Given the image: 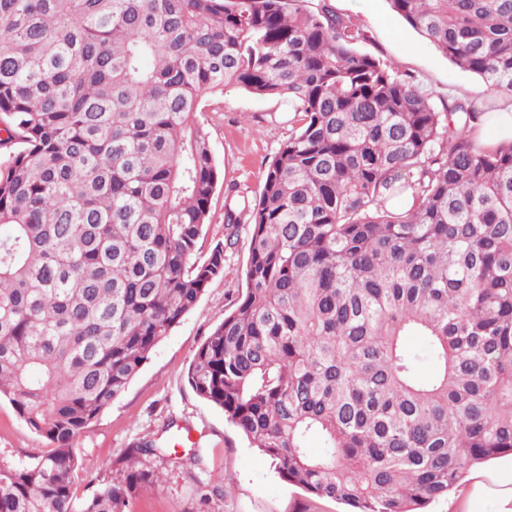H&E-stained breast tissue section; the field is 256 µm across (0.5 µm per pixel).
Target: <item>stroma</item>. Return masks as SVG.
Here are the masks:
<instances>
[{"label": "stroma", "mask_w": 512, "mask_h": 512, "mask_svg": "<svg viewBox=\"0 0 512 512\" xmlns=\"http://www.w3.org/2000/svg\"><path fill=\"white\" fill-rule=\"evenodd\" d=\"M338 13L356 17L371 32L364 52L394 68L410 72L435 97L479 96L483 82L441 55L394 13L387 0H331ZM287 103L260 98L228 87L199 119L206 127L225 182L255 198L269 162L288 138L292 125ZM250 237L240 232L228 250L224 275L214 280L196 306L152 352L128 389L77 439L81 467L74 489L84 498L101 484L123 479L131 446L143 439L165 441L166 427H189L191 444L202 448L201 467L149 464L151 480L132 495L129 512H343L329 498H320L285 482L270 460L251 448L221 410L200 399L187 383L193 355L219 324L244 288ZM44 441L19 417L9 401L0 402V462L14 463L38 452Z\"/></svg>", "instance_id": "obj_1"}]
</instances>
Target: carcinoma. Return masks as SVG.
Returning a JSON list of instances; mask_svg holds the SVG:
<instances>
[{
	"label": "carcinoma",
	"mask_w": 512,
	"mask_h": 512,
	"mask_svg": "<svg viewBox=\"0 0 512 512\" xmlns=\"http://www.w3.org/2000/svg\"><path fill=\"white\" fill-rule=\"evenodd\" d=\"M308 2L0 0V399L46 442L0 463V512H129L145 460L183 463L143 440L123 481L73 490L76 439L243 224L245 288L187 380L281 478L420 512L512 454V138L478 136L512 98V0H388L488 91L442 112ZM228 86L288 100L293 128L198 258L224 173L197 113Z\"/></svg>",
	"instance_id": "1"
}]
</instances>
